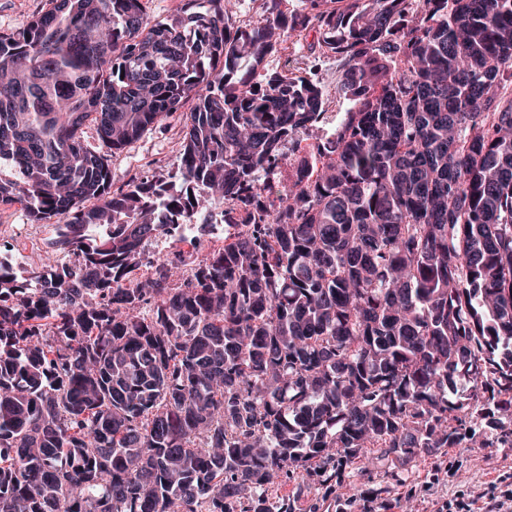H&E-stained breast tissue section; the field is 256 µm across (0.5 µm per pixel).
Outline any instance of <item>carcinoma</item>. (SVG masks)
Masks as SVG:
<instances>
[{
  "instance_id": "obj_1",
  "label": "carcinoma",
  "mask_w": 512,
  "mask_h": 512,
  "mask_svg": "<svg viewBox=\"0 0 512 512\" xmlns=\"http://www.w3.org/2000/svg\"><path fill=\"white\" fill-rule=\"evenodd\" d=\"M264 2L48 0L0 33V206L53 228L0 260V512H288L282 478L512 423V0ZM310 32L358 108L303 146L320 82L262 69ZM179 111L175 170L112 191Z\"/></svg>"
}]
</instances>
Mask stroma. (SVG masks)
I'll use <instances>...</instances> for the list:
<instances>
[{
  "mask_svg": "<svg viewBox=\"0 0 512 512\" xmlns=\"http://www.w3.org/2000/svg\"><path fill=\"white\" fill-rule=\"evenodd\" d=\"M342 59L328 55L321 60L325 114L322 133L334 132L353 102L344 93ZM179 117L168 121L167 131L152 130L111 159L112 187L120 189L145 172L170 171L177 159L181 135ZM51 229L45 224L26 225L19 207H0V252L24 265L39 264ZM512 487V447L502 443L478 448H450L416 458H388L355 462L321 484L296 478L275 485V496L287 498L292 512H336L339 502L353 499L371 512H434L437 502L477 498Z\"/></svg>",
  "mask_w": 512,
  "mask_h": 512,
  "instance_id": "35a3bbf8",
  "label": "stroma"
}]
</instances>
